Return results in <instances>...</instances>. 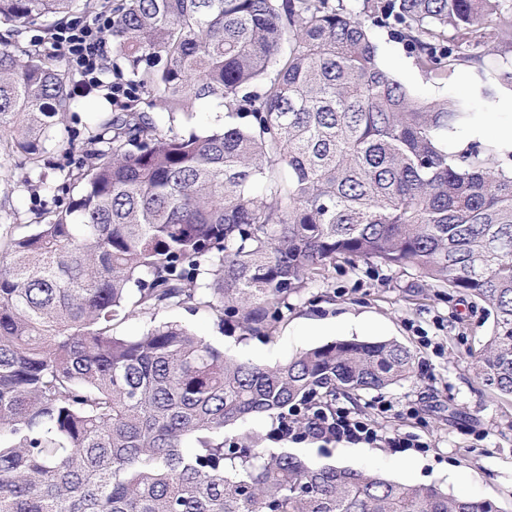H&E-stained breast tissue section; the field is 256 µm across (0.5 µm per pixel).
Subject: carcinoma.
<instances>
[{"mask_svg":"<svg viewBox=\"0 0 512 512\" xmlns=\"http://www.w3.org/2000/svg\"><path fill=\"white\" fill-rule=\"evenodd\" d=\"M112 11L130 88L96 119L77 190L33 227L0 232V512H497L490 500L363 467L232 448L224 431L279 421L413 371L395 342L336 340L273 366L224 354L176 323L112 322L205 308L269 334L288 299L343 256L411 269L493 316L475 369L512 398V163L448 151L474 114L428 103L385 71V28L425 72L512 42L505 0H0L24 27ZM62 59L0 39V152L44 163L76 105ZM157 109L137 108L140 100ZM200 100L224 127L184 134Z\"/></svg>","mask_w":512,"mask_h":512,"instance_id":"1","label":"carcinoma"}]
</instances>
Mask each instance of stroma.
Wrapping results in <instances>:
<instances>
[{
  "label": "stroma",
  "mask_w": 512,
  "mask_h": 512,
  "mask_svg": "<svg viewBox=\"0 0 512 512\" xmlns=\"http://www.w3.org/2000/svg\"><path fill=\"white\" fill-rule=\"evenodd\" d=\"M383 68L428 102L467 99L481 111L512 113V43L490 40L494 55L484 62L449 67L445 77L428 74L406 47L387 31L375 30ZM111 77L102 86L87 87L76 79L81 106L57 126L47 144L44 188L27 183L8 158L0 159V226L30 224L35 212L55 209L60 171L81 161L88 150L92 112L118 111L107 95ZM75 149L66 152L65 141ZM177 322L198 336L222 346L227 355L258 365L282 362L297 352L334 340L395 341L411 350L415 370L408 378L352 401L337 396L335 405L354 417L375 421L381 433L410 436L426 442V451L330 442L312 437L274 439L275 419L262 416L225 430L226 442L249 434L264 435V445L286 450L314 463L362 466L407 484L442 485L449 494L494 502L498 512H512V400L500 399L477 379L474 361L491 326L484 313L414 271L377 261L337 259L324 277L291 297L283 320L269 336H249L233 325H218L207 310L161 309L114 324L123 336H138L151 326Z\"/></svg>",
  "instance_id": "obj_1"
}]
</instances>
